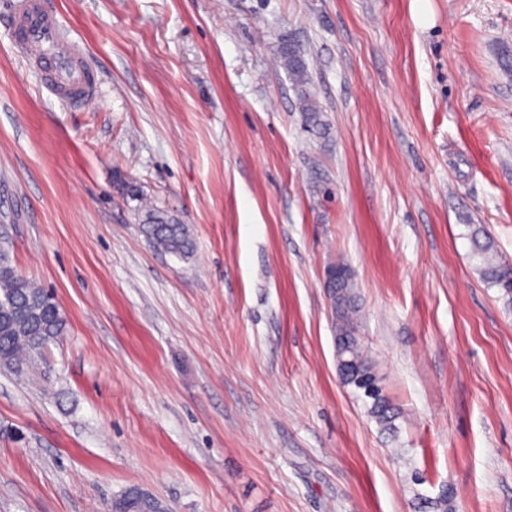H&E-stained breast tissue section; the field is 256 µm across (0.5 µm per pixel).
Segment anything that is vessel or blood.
<instances>
[{
    "label": "vessel or blood",
    "mask_w": 512,
    "mask_h": 512,
    "mask_svg": "<svg viewBox=\"0 0 512 512\" xmlns=\"http://www.w3.org/2000/svg\"><path fill=\"white\" fill-rule=\"evenodd\" d=\"M11 37L54 97L77 106L96 95L98 80L82 50L65 35L59 18L44 9L42 0H15Z\"/></svg>",
    "instance_id": "b4317fda"
}]
</instances>
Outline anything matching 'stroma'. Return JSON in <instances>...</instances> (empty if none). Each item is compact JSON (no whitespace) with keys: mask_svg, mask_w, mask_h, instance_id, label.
<instances>
[{"mask_svg":"<svg viewBox=\"0 0 512 512\" xmlns=\"http://www.w3.org/2000/svg\"><path fill=\"white\" fill-rule=\"evenodd\" d=\"M13 5L0 236L66 332L0 372V512L133 486L172 512H512V306L468 238L512 262V0H44L98 78L79 109L13 47ZM123 179L191 258L153 249ZM336 264L392 427L338 375ZM304 52L291 35H284L280 47V63L298 89L299 110L303 114L305 125L312 130L324 129L321 110L311 91V76Z\"/></svg>","mask_w":512,"mask_h":512,"instance_id":"1","label":"stroma"}]
</instances>
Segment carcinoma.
Segmentation results:
<instances>
[{
    "instance_id": "cac0c4a2",
    "label": "carcinoma",
    "mask_w": 512,
    "mask_h": 512,
    "mask_svg": "<svg viewBox=\"0 0 512 512\" xmlns=\"http://www.w3.org/2000/svg\"><path fill=\"white\" fill-rule=\"evenodd\" d=\"M280 63L299 92V111L305 125L324 129L321 110L311 91V76L304 52L294 38L285 35L280 47ZM141 230L155 247L179 258L194 252L188 226L166 210L151 204L140 206ZM473 257L478 270L491 287L499 288L506 302H512V264L498 259L494 241L481 228L470 234ZM338 346L348 350L352 371L344 384L371 399L370 414L385 427L392 426L395 415L379 385L371 359L358 336L357 304L348 279L336 289L332 300ZM66 323L53 294L35 285L12 264L8 247L0 246V368L20 369L41 354L50 343L65 333ZM138 512H168L164 503L146 490L133 487L113 502V512H127L129 504Z\"/></svg>"
}]
</instances>
